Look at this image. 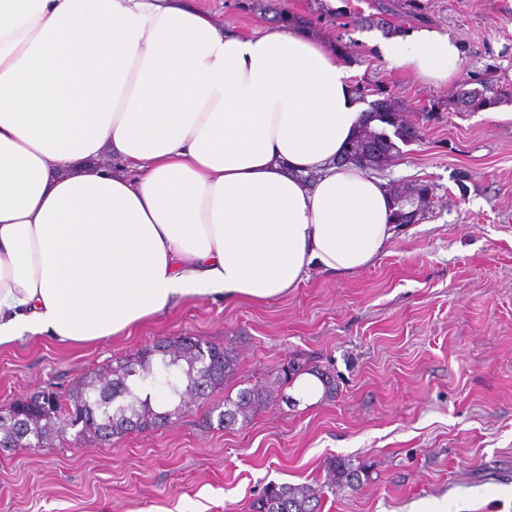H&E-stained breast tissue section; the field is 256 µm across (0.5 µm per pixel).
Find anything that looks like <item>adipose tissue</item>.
I'll list each match as a JSON object with an SVG mask.
<instances>
[{
  "label": "adipose tissue",
  "instance_id": "ef3b65f1",
  "mask_svg": "<svg viewBox=\"0 0 512 512\" xmlns=\"http://www.w3.org/2000/svg\"><path fill=\"white\" fill-rule=\"evenodd\" d=\"M382 52L434 84L462 71L435 29ZM362 118L348 67L298 29L225 35L190 0H0V347L370 265L396 227L386 182L337 162Z\"/></svg>",
  "mask_w": 512,
  "mask_h": 512
}]
</instances>
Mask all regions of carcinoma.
Instances as JSON below:
<instances>
[{"label":"carcinoma","mask_w":512,"mask_h":512,"mask_svg":"<svg viewBox=\"0 0 512 512\" xmlns=\"http://www.w3.org/2000/svg\"><path fill=\"white\" fill-rule=\"evenodd\" d=\"M512 102V86L483 84L478 91H464L459 99L460 110H478ZM417 138L415 127L404 119L395 101H390L382 112H372L360 125L345 160L367 170L385 164L381 155L372 150L378 141L386 144L390 155L400 152L399 144H408ZM416 191V201L427 205L433 193L428 183L393 186L395 208L392 222L404 223V212L408 205L407 192ZM224 359V375L213 381L209 370L215 360ZM236 364L224 348L194 337H184L174 346L168 345L151 355L139 350L116 360V366L104 371H95L82 381L83 398L75 402L70 392L46 390L33 398L40 411L33 415L19 414L13 426L4 430L5 438L15 443H26L44 436L57 438L68 426L66 417L71 412H83L92 422L88 433L104 432V437H120L132 430L125 425L130 418L144 421L159 420L169 424L184 412L188 399L209 395L213 385L220 384L234 375ZM307 374L319 380L322 397L336 394V380L332 373L321 371L300 358L291 359L280 370L281 384L288 385ZM164 388L170 400L163 406L154 403L158 388ZM272 398L263 386L255 385L241 389L236 399L224 398V411L219 415V424L232 425L238 421L248 422L258 410L270 405ZM325 481L319 485H292L269 483L261 494L251 502V512H320L324 490L335 491L347 486L356 489L361 485L360 472L350 461L332 458L326 462Z\"/></svg>","instance_id":"1"}]
</instances>
